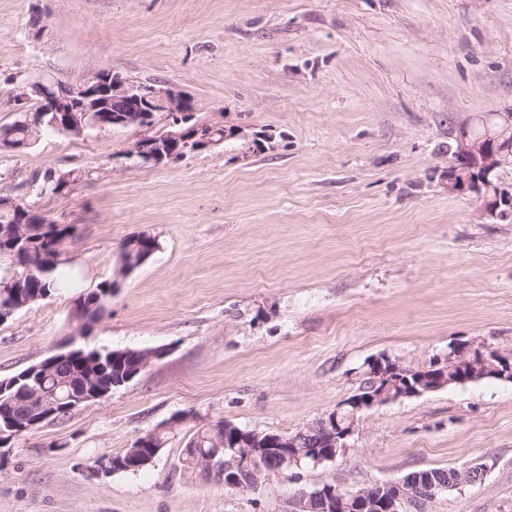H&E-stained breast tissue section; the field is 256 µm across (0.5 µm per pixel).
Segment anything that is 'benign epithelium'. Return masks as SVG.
Here are the masks:
<instances>
[{
	"instance_id": "benign-epithelium-1",
	"label": "benign epithelium",
	"mask_w": 512,
	"mask_h": 512,
	"mask_svg": "<svg viewBox=\"0 0 512 512\" xmlns=\"http://www.w3.org/2000/svg\"><path fill=\"white\" fill-rule=\"evenodd\" d=\"M14 102L23 113L19 123L30 125L43 122L45 113L52 114L48 125L55 131L79 136L89 129L135 128L141 138L128 152V156L154 166H166L183 159L187 153L202 151L219 144L214 139L216 128L210 125L192 123L196 107L192 98L178 87L168 84L142 85L130 81L110 70L75 82L58 80L48 87L43 78L17 86ZM30 102L44 105L43 113L33 114L26 109ZM175 127L186 121L190 127L166 134L155 131L159 121ZM456 162L448 168V191L468 189L487 201V210L502 218L512 215V186L504 187L499 173L506 167L512 168V105L495 111V120L483 123L481 130L474 129L470 121L459 127L455 136ZM17 219L10 225L0 226V241L9 242L16 249L22 242L21 224ZM70 352L54 354L31 365L3 385L16 389L25 397V410L19 419L5 418L0 424V449L9 446L16 438L39 427L45 421L68 414L82 403H96L103 400L108 392L92 387L95 378H84L81 392L71 394L75 403L65 405L53 393L42 389L43 377L54 371L60 361L66 360ZM161 352L152 350L138 360L135 369L112 381L122 386L132 381L150 363L160 358ZM372 376L382 384L378 391L364 393L357 391L344 406L351 407L347 422L339 421L341 409L322 416V438L315 448H302L298 439L270 433L240 432L245 440L232 448L236 459L224 467V485L250 490L259 485L258 477L263 473V463L272 454L282 455L281 463L290 467L300 466L306 457L314 465L332 461L338 452L347 447V441L356 431L359 414L377 405L402 397L417 396L447 386V383H465L481 378L492 371L501 380L512 382V362L493 351L483 352L460 342L448 351L445 361L432 366L434 372L428 376L415 375L387 357L381 356L369 361ZM164 429H155L135 440V447L101 459L95 472H110L136 468L140 465V454L144 449L156 457L160 451L159 439ZM413 501V495L404 487V481L388 482L385 490L369 495L360 490L356 493L343 492L336 482H324L303 491L290 501L287 512H400L402 506Z\"/></svg>"
}]
</instances>
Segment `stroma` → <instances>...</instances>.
Segmentation results:
<instances>
[{"mask_svg": "<svg viewBox=\"0 0 512 512\" xmlns=\"http://www.w3.org/2000/svg\"><path fill=\"white\" fill-rule=\"evenodd\" d=\"M108 68L190 95L229 130L169 166L136 129L0 146V195L72 231L49 296L0 323V378L62 350H157L108 398L0 454V512H285L323 481L353 493L484 463L427 512H512V383L484 379L361 413L335 460L239 493L184 469L199 426L294 433L367 362L467 342L512 361V219L449 192L456 128L512 104V0H0V127L20 83ZM49 169L79 178L56 194ZM157 250L119 275L130 235ZM116 281L89 327L75 299ZM167 426L155 462L86 464Z\"/></svg>", "mask_w": 512, "mask_h": 512, "instance_id": "1", "label": "stroma"}]
</instances>
